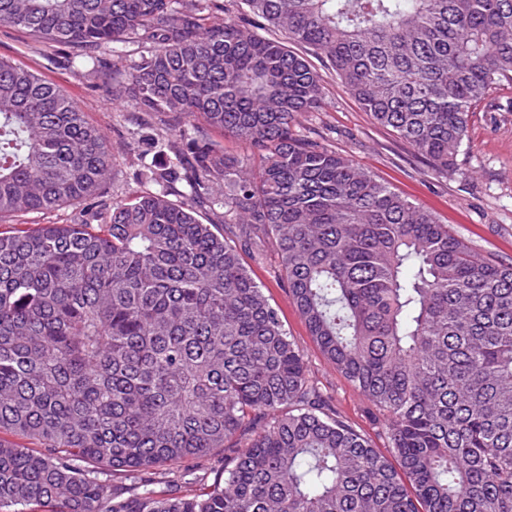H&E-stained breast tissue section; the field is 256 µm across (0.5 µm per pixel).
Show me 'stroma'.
I'll return each mask as SVG.
<instances>
[{
	"label": "stroma",
	"instance_id": "1",
	"mask_svg": "<svg viewBox=\"0 0 512 512\" xmlns=\"http://www.w3.org/2000/svg\"><path fill=\"white\" fill-rule=\"evenodd\" d=\"M67 47L47 45L19 28L0 26V57L28 67L55 83L83 107L88 120L108 137L114 156L112 174L103 191L104 204L144 191L132 177L130 132L137 115L129 108L122 84L99 85L87 73L64 64ZM323 79L325 104L298 121L305 135L389 183L409 201L431 211L440 223L468 241L480 254L512 263V86L494 90L473 112L468 137L447 174L432 171L391 129L377 124L350 96L323 56L310 58ZM242 258L289 336L304 356L307 370L334 398L338 412L379 452L387 443L375 413L362 393L324 359L297 312L287 285L279 277L274 251L258 256L243 250Z\"/></svg>",
	"mask_w": 512,
	"mask_h": 512
}]
</instances>
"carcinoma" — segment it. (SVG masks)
Instances as JSON below:
<instances>
[{
  "instance_id": "1",
  "label": "carcinoma",
  "mask_w": 512,
  "mask_h": 512,
  "mask_svg": "<svg viewBox=\"0 0 512 512\" xmlns=\"http://www.w3.org/2000/svg\"><path fill=\"white\" fill-rule=\"evenodd\" d=\"M244 4L439 173L512 84V0ZM0 25L167 117L132 141L155 190L101 224L0 230V512H512V264L299 132L324 105L305 56L221 0H0ZM112 163L77 101L0 58V218L93 205ZM220 224L276 249L390 456L309 376ZM225 8L227 9V16L234 18L235 20L247 19L248 23L251 24L250 28L260 36H267L269 31L267 29V22L262 18H258L252 15H246L248 12H244L241 8L240 0H224Z\"/></svg>"
}]
</instances>
